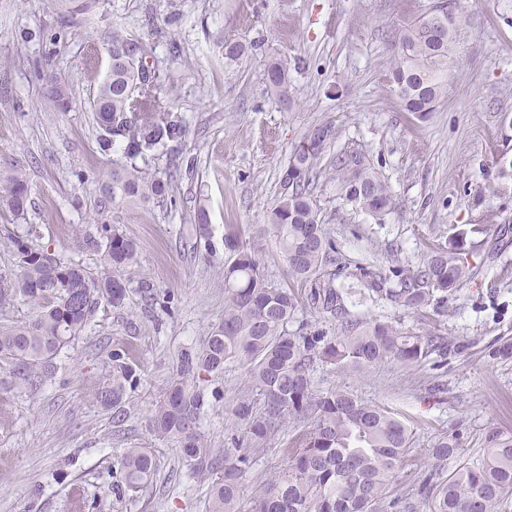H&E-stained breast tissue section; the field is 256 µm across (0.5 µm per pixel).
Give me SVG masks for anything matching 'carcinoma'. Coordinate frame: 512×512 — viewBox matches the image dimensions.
I'll return each mask as SVG.
<instances>
[{
  "instance_id": "carcinoma-1",
  "label": "carcinoma",
  "mask_w": 512,
  "mask_h": 512,
  "mask_svg": "<svg viewBox=\"0 0 512 512\" xmlns=\"http://www.w3.org/2000/svg\"><path fill=\"white\" fill-rule=\"evenodd\" d=\"M96 0H56L65 13H86ZM453 20L443 6L431 9L401 30L391 65V77L404 109L423 117L435 111L448 86ZM145 54L141 43L120 27L112 29L111 64L91 102L101 130L99 149H121L103 182L115 204L144 206L169 197L172 184L151 177L138 161L168 141L185 134L159 96L157 78L127 64L128 54ZM266 82L281 97L288 96V69L274 61ZM53 106L70 102L66 85L51 87ZM334 136L329 123L311 127L292 151L283 182L291 191L282 195L257 225L252 236H224L230 259L224 263V318L202 344L181 355L178 376L166 388L151 416V431L174 443L182 460L198 476L207 475L214 449L199 432L203 396L188 381L203 373L224 371L238 364L248 385L233 415L252 444L286 424L292 425L281 449L286 464L263 480L251 498L250 512H505L512 500V436L499 431L486 435L487 448L477 463L465 460L466 441L460 432L439 439L420 463L417 498L395 493L400 475L411 465L412 430L399 413L359 399L344 389L317 390L312 380L317 362L360 372L385 363L420 365L431 355H448V338L430 332L411 335L385 322L350 317L335 276L347 268L334 240L320 222L308 186L321 173L319 160ZM345 200L378 221L394 209L388 186L357 152L338 153L333 161ZM27 180L18 172L0 176V207L15 216L25 213ZM461 229L448 243L432 251L422 266L409 274L392 270L390 278L359 265L360 295L373 302L421 310L434 297L443 300L469 278L468 234ZM102 260L106 273L95 276L75 262H66L36 244L37 231L11 238L21 272L0 275V301L20 295L34 306L27 321L0 325V360L14 374L31 381L51 372L54 361L81 338L89 317L101 302L124 304V273L137 262L135 242L105 229ZM273 234L288 276L307 288L299 297L290 288L272 286L261 269L267 234ZM306 306L324 319L339 323L334 335L301 325L288 330L296 310ZM123 355L112 354V386L97 393L98 401L120 403L129 368ZM234 447L224 449V473L209 489L208 512H239L243 483L253 458ZM456 461L448 469V461ZM155 454L149 448H130L121 459L127 490L137 492L153 479Z\"/></svg>"
}]
</instances>
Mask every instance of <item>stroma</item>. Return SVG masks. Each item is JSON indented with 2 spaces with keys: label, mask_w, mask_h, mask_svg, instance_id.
Returning a JSON list of instances; mask_svg holds the SVG:
<instances>
[{
  "label": "stroma",
  "mask_w": 512,
  "mask_h": 512,
  "mask_svg": "<svg viewBox=\"0 0 512 512\" xmlns=\"http://www.w3.org/2000/svg\"><path fill=\"white\" fill-rule=\"evenodd\" d=\"M437 0H98L87 14H63L54 0H0V172L24 174L22 217L0 210V273L20 272L11 236L36 226L38 243L61 259L102 273L101 254L78 239L103 226L135 240L138 264L126 272L122 307L100 304L55 373L34 386L0 368V512H206L210 478L193 475L173 444L150 429L155 405L194 349L224 316V235L251 236L286 191L282 174L313 125L336 137L310 189L322 224L349 267L338 287L352 290L351 314L422 335L436 329L451 345L443 366L385 364L362 373L315 366L317 389L343 388L404 414L412 454L462 431L466 459L483 457L485 436L512 434V359L491 357L512 338V193H496L495 159L512 160V0H447L454 20L448 93L426 116L405 111L389 80L398 29ZM151 48L161 98L185 135L149 155L151 176L174 184L172 199L145 206L112 203L101 182L112 154L98 147L88 101L104 78L112 27ZM243 43L236 58L225 41ZM99 63L85 65L88 45ZM287 64L291 99L267 91L268 63ZM71 90L67 111L44 97L49 80ZM358 152L384 181L395 208L375 221L342 196L332 162ZM209 237L197 239L198 210ZM484 224L469 237L473 276L439 306L404 311L356 295L355 264L412 271L454 227ZM133 373L119 406L96 401L111 384L113 353ZM200 431L228 446L231 407L247 385L235 364L200 376ZM153 449L151 483L123 493L120 459Z\"/></svg>",
  "instance_id": "35a3bbf8"
}]
</instances>
